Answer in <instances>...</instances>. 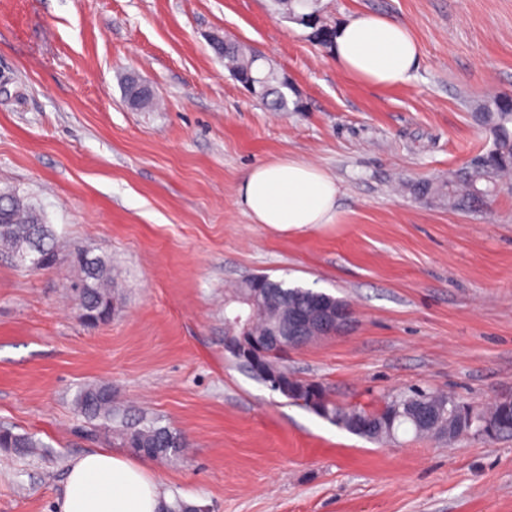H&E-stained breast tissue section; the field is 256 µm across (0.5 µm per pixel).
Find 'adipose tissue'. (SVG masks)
<instances>
[{"label":"adipose tissue","mask_w":512,"mask_h":512,"mask_svg":"<svg viewBox=\"0 0 512 512\" xmlns=\"http://www.w3.org/2000/svg\"><path fill=\"white\" fill-rule=\"evenodd\" d=\"M337 69L365 85H405L418 67L420 45L410 30L381 15L362 14L339 26L330 44ZM338 186L315 164L285 156L254 165L239 184V201L255 223L302 230L337 219ZM166 496L148 463L107 449L70 461L57 512H160Z\"/></svg>","instance_id":"adipose-tissue-1"}]
</instances>
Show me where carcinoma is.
Segmentation results:
<instances>
[{
	"instance_id": "carcinoma-1",
	"label": "carcinoma",
	"mask_w": 512,
	"mask_h": 512,
	"mask_svg": "<svg viewBox=\"0 0 512 512\" xmlns=\"http://www.w3.org/2000/svg\"><path fill=\"white\" fill-rule=\"evenodd\" d=\"M272 13L285 12L305 23H318L323 42L329 43L333 27L320 20L317 0H270ZM224 57L229 71L244 80L252 79L260 84L259 100L275 111H287L299 107V101L290 98L294 90L283 82L282 73L266 63L264 55L236 40L227 39L224 45L215 48ZM478 125L489 131L493 139L492 149L482 157L480 164L468 179L447 183H418L413 191L418 195H431L448 200L451 206L473 203L485 195L477 188V182L487 181L495 186V178L512 173V96L498 95L483 101L473 113ZM0 242L10 249L26 245L35 254L44 258L47 266L57 259L58 248L53 234L43 223V217L35 207L12 190L0 192ZM73 262L79 265L82 277L78 293L80 309L101 311L112 300V264L106 256H89L86 251H77ZM277 289L268 285L259 286L248 280L230 294V301L240 303L252 296L257 306L256 318L250 335L262 339L279 326L288 316V311L297 310L310 319L318 316V307L342 305L344 301L325 292H317L300 286H290L283 280L275 281ZM288 343L268 347L263 360L281 381L288 384L285 398L299 402L316 415L361 438L380 441L395 439L401 432L414 435L430 434L438 438L448 437V427L455 429V436L471 432L469 415L472 409L488 416L495 428V436H512V402L498 400L486 409H477L454 397L419 388L403 390L390 395L382 406L373 409L349 406L332 399L320 383L302 380L288 372L282 364ZM77 412L106 433L112 432L115 411L112 405V388L104 385L86 386L75 397ZM120 443L133 452L151 458H173L181 454L186 446L181 434L159 420H149L139 426L117 430ZM0 446L17 455H27L40 442L29 435L16 434L8 428L0 429Z\"/></svg>"
}]
</instances>
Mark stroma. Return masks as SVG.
Segmentation results:
<instances>
[{
  "instance_id": "obj_1",
  "label": "stroma",
  "mask_w": 512,
  "mask_h": 512,
  "mask_svg": "<svg viewBox=\"0 0 512 512\" xmlns=\"http://www.w3.org/2000/svg\"><path fill=\"white\" fill-rule=\"evenodd\" d=\"M269 0H0V189L41 211L59 262L0 251V512H54L67 465L111 435L74 408L111 386L121 419L187 441L156 459L163 491L209 512H512V437L400 434L371 442L269 390L224 354V300L260 275L350 305L340 335L289 351L296 376L381 405L420 385L467 403L512 397V178L473 206L414 194L468 174L491 145L471 118L512 94V0H319L338 25L373 12L422 48L411 81L363 85ZM260 51L304 105L247 94L213 34ZM153 87L130 108L124 80ZM313 162L339 189L336 223L278 231L237 203L251 166ZM82 248L119 276L107 324L78 318ZM0 445L17 455H27L32 448H41L42 445L32 436L16 434L11 429H0Z\"/></svg>"
}]
</instances>
